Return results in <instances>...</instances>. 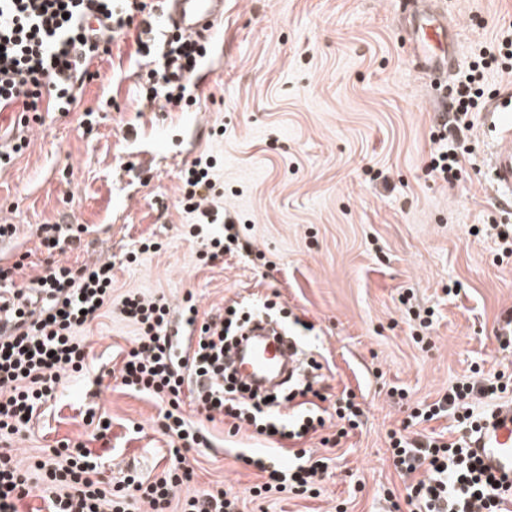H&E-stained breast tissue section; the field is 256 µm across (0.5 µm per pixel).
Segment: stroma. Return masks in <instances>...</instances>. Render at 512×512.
Returning a JSON list of instances; mask_svg holds the SVG:
<instances>
[{"mask_svg":"<svg viewBox=\"0 0 512 512\" xmlns=\"http://www.w3.org/2000/svg\"><path fill=\"white\" fill-rule=\"evenodd\" d=\"M447 2L459 26L452 89L477 48L512 26V0ZM405 26L397 0H224L212 53L189 81V110L142 98L129 36L94 61L99 76L69 111L43 113L27 147L0 167V224L17 228L0 242V264L23 260L15 283L24 286L48 261L37 226L82 225L80 246L60 259L111 262L113 304L83 332L87 370L63 380L12 439L17 459L81 439L106 454L103 479L127 469L161 478L170 465L161 404L118 379L137 336L119 302L132 292L165 297L176 322L190 293L203 314L259 301L312 323L301 337L322 365L314 389L332 403L353 392L365 416L337 447L298 440L325 461L318 496L257 497L265 476L240 457L264 451V438L228 436L229 422L185 402V418L210 444L189 451L194 475L176 500L219 484L242 512H390L403 501L409 480L393 466L387 434L408 411L390 390L430 404L472 368L512 375V348L498 339L512 312V255L471 234L512 226L489 168L501 139L476 114L460 179L429 176L436 114ZM103 100L112 103L105 112ZM200 158L212 164L207 207L251 245L215 264L199 254L223 225L195 224L181 203L182 175ZM147 241L159 250H144ZM427 309L425 329L418 315ZM91 410L111 419L109 446L91 440Z\"/></svg>","mask_w":512,"mask_h":512,"instance_id":"1","label":"stroma"}]
</instances>
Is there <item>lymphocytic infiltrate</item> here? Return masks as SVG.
<instances>
[{
  "instance_id": "lymphocytic-infiltrate-1",
  "label": "lymphocytic infiltrate",
  "mask_w": 512,
  "mask_h": 512,
  "mask_svg": "<svg viewBox=\"0 0 512 512\" xmlns=\"http://www.w3.org/2000/svg\"><path fill=\"white\" fill-rule=\"evenodd\" d=\"M151 0H0V101L17 104L22 122L43 111L45 100L65 106L76 100L78 82L93 79L89 65L110 54L114 42L138 27L136 53L152 67L140 89L146 100L162 99L176 110L192 105L187 83L171 82L160 64L162 54L178 56L184 69L197 66L206 48L181 36H156ZM512 60V34L481 46L453 102L448 125L437 127L438 144L427 166L445 182L459 179L464 152L457 139L469 130L472 116L485 96L484 72ZM208 166L194 163L183 185L182 202L201 224H213L216 213L205 208L212 190ZM56 224L37 229L52 259L27 288L15 286L23 266L0 265V289L26 303L41 302L17 316L9 333L0 334V442H9L27 429L37 410L52 399L63 377L82 372L88 357L82 329L103 314L112 302V265L75 268L56 261L55 253L80 238V229L60 236ZM121 314L137 325L139 334L127 352L119 377L125 389L148 394L164 403L161 428L170 439L172 466L164 477L147 481L127 474L114 489L94 478L104 463L84 442L64 440L53 459L25 465L0 452V512H19V503L39 493L47 512H168L174 491L190 481L193 469L187 450L201 447L206 437L192 430L181 411L183 394H190L208 413L232 418L230 435L254 427L269 444L299 440L324 427L319 405L299 406L289 421L275 419L270 406L250 403L224 385V336L230 326L222 315H200L192 297L183 300V320L190 340L176 342L169 328V306L160 299L131 294L121 301ZM512 384L474 369L471 376L449 386L433 404H416L410 423L427 422L448 414L473 430L476 405L505 398ZM393 463L412 477L406 488L409 512H504L503 496L493 475L485 473L468 452L465 436L444 442L433 436L410 439L403 432L390 436ZM292 462L270 470L278 488L301 495L313 489L324 472L322 460L307 449H288Z\"/></svg>"
}]
</instances>
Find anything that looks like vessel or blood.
I'll list each match as a JSON object with an SVG mask.
<instances>
[{"mask_svg":"<svg viewBox=\"0 0 512 512\" xmlns=\"http://www.w3.org/2000/svg\"><path fill=\"white\" fill-rule=\"evenodd\" d=\"M162 13L168 24L179 33L202 39L214 22L224 15V0H162ZM446 0H437L431 7H418L408 21L413 44L415 67L426 75L442 77L457 65L454 29L447 19ZM485 112L495 117L503 140L512 139V94L492 96ZM18 114L13 106L0 107V149L23 136ZM503 203L512 207V149H497L490 162ZM254 341L237 352L240 374L251 381L264 382L281 360L293 357V339H269L266 324H258ZM469 451L481 462L486 472L498 480L502 493L512 495V402L497 407L493 415L481 422Z\"/></svg>","mask_w":512,"mask_h":512,"instance_id":"b4317fda","label":"vessel or blood"}]
</instances>
